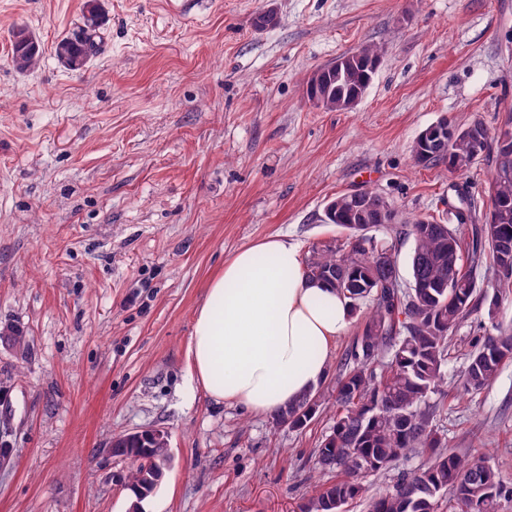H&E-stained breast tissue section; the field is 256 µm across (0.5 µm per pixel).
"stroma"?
Listing matches in <instances>:
<instances>
[{"label": "stroma", "mask_w": 512, "mask_h": 512, "mask_svg": "<svg viewBox=\"0 0 512 512\" xmlns=\"http://www.w3.org/2000/svg\"><path fill=\"white\" fill-rule=\"evenodd\" d=\"M84 0H0V512H129L119 436L169 434L173 462L145 512H299L332 481L316 451L336 412L302 430L189 386L187 346L208 281L239 249L281 235L303 256L344 240L328 200L371 190L399 223L448 221L458 194L489 210L492 168L416 166L439 118L497 130L512 109V0H103L100 53L79 71L54 56ZM276 21L256 27L259 14ZM38 41L37 68L12 62L10 31ZM373 42L383 50L354 109L305 95L319 68ZM512 325L479 307L448 341V384L430 395L449 449L484 457L512 487V362L477 393L460 380L479 337ZM24 336L17 346L15 336ZM417 450L364 481L347 512Z\"/></svg>", "instance_id": "1"}]
</instances>
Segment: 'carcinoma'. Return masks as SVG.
Segmentation results:
<instances>
[{
	"label": "carcinoma",
	"mask_w": 512,
	"mask_h": 512,
	"mask_svg": "<svg viewBox=\"0 0 512 512\" xmlns=\"http://www.w3.org/2000/svg\"><path fill=\"white\" fill-rule=\"evenodd\" d=\"M105 12L101 0H85L81 24L59 39L54 53L59 63L72 71L87 66L101 48ZM12 60L20 71L38 64L39 45L23 27L11 34ZM381 58L379 47L366 43L355 53L338 57L347 66L339 77L327 71L307 95L323 99L324 108L346 109L353 94L362 95L374 73L351 63ZM458 136L447 151L431 158L429 164H448L456 172L468 170L474 161L466 129L453 127ZM512 144V109L497 131L487 136L493 172L488 182L489 217L471 225L464 239L458 227L466 224L461 211L456 224H441L416 218L393 227L398 236L412 239L410 273L412 285L394 296L378 295L381 282L399 275L392 248L373 236L363 242L353 226L342 243L316 250L305 263L306 276L334 288L353 282L347 289L352 313L366 301L370 307L356 345L336 375V414L330 434L317 450V464L323 471L337 472L336 480L323 483L316 494L301 505L300 512H346L350 502L364 491L365 478L387 468L417 448L429 450V464L401 474L395 484L369 502V512H437L441 493L454 494L453 512H497L500 499L512 497L498 472L480 458L460 455L447 448L434 431L429 395L439 391L446 379L448 339L460 323L484 301L477 292L475 271L490 258L498 288L512 291V273L500 274L503 258L512 266V150L503 153L500 139ZM364 223H380L384 202L380 194L362 191ZM496 333L483 338L464 371L463 389L478 391L495 379L501 366L512 360V331L493 322ZM318 402L304 397L280 409L275 424L302 429L315 416ZM112 453L130 463L124 487L135 499L133 506L151 497L160 486L166 466L162 459L168 449H143L136 438L122 436L112 443Z\"/></svg>",
	"instance_id": "cac0c4a2"
}]
</instances>
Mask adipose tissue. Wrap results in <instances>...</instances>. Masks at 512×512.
<instances>
[{
  "mask_svg": "<svg viewBox=\"0 0 512 512\" xmlns=\"http://www.w3.org/2000/svg\"><path fill=\"white\" fill-rule=\"evenodd\" d=\"M350 323L346 299L306 278L298 243L261 240L225 261L197 305L188 382L215 402L276 413L318 386Z\"/></svg>",
  "mask_w": 512,
  "mask_h": 512,
  "instance_id": "1",
  "label": "adipose tissue"
}]
</instances>
